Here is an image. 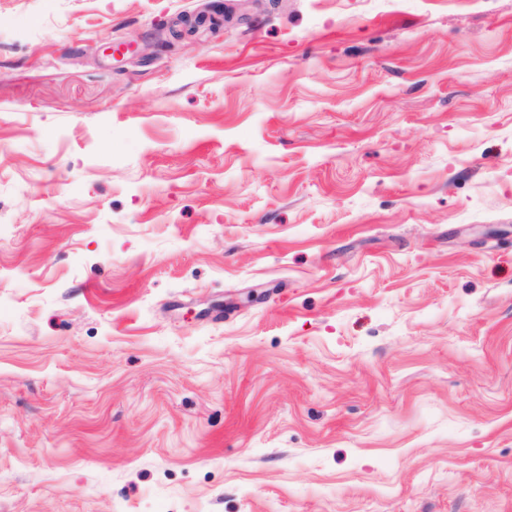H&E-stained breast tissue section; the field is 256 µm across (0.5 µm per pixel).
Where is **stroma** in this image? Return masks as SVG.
Returning a JSON list of instances; mask_svg holds the SVG:
<instances>
[{
    "label": "stroma",
    "mask_w": 512,
    "mask_h": 512,
    "mask_svg": "<svg viewBox=\"0 0 512 512\" xmlns=\"http://www.w3.org/2000/svg\"><path fill=\"white\" fill-rule=\"evenodd\" d=\"M0 0V512H512V0Z\"/></svg>",
    "instance_id": "1"
}]
</instances>
